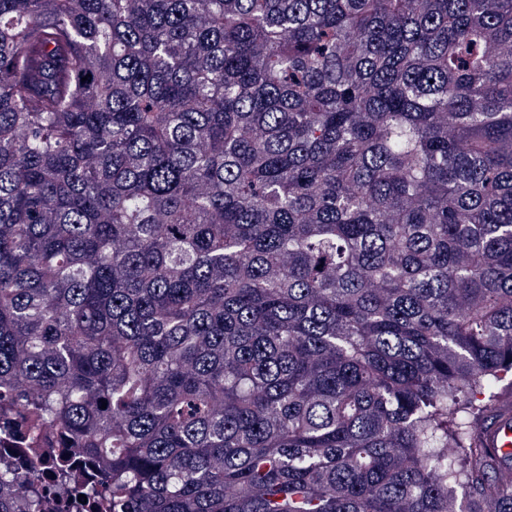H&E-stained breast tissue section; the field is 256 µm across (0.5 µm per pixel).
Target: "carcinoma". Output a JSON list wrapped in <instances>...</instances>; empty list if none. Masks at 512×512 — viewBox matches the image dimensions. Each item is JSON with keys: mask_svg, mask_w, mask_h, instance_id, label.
<instances>
[{"mask_svg": "<svg viewBox=\"0 0 512 512\" xmlns=\"http://www.w3.org/2000/svg\"><path fill=\"white\" fill-rule=\"evenodd\" d=\"M506 47L512 0H0V441L96 470L0 457V512H512ZM483 448H489L501 462L498 474L501 481L512 483V401L503 398L488 413L479 431ZM46 449L47 451H45L44 454L38 457L23 455L19 452L8 454V456L12 457L15 460V463L18 465L21 471H36L42 473V475L46 477L56 470L58 461L60 459L58 448Z\"/></svg>", "mask_w": 512, "mask_h": 512, "instance_id": "obj_1", "label": "carcinoma"}]
</instances>
